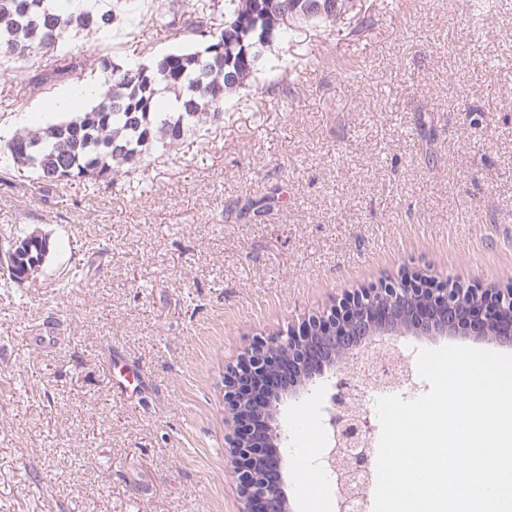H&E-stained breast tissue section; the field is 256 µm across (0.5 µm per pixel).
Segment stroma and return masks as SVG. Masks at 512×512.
<instances>
[{
  "label": "stroma",
  "mask_w": 512,
  "mask_h": 512,
  "mask_svg": "<svg viewBox=\"0 0 512 512\" xmlns=\"http://www.w3.org/2000/svg\"><path fill=\"white\" fill-rule=\"evenodd\" d=\"M167 8L72 40L82 71L47 89V56L0 74V144L61 119L97 57L176 48ZM146 162L47 186L0 159V235L54 242L35 277L0 271V512H244L224 376L257 340L405 272L511 286L512 0H355L338 25L296 26L222 122ZM49 321L65 340L38 347ZM116 351L146 377L136 403L111 393ZM328 392L280 403L294 447L317 445ZM284 467L293 512H338L334 488Z\"/></svg>",
  "instance_id": "stroma-1"
}]
</instances>
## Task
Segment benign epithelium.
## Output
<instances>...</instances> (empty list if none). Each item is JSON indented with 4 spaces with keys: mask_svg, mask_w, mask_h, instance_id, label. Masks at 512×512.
Here are the masks:
<instances>
[{
    "mask_svg": "<svg viewBox=\"0 0 512 512\" xmlns=\"http://www.w3.org/2000/svg\"><path fill=\"white\" fill-rule=\"evenodd\" d=\"M478 297L468 305L457 286L406 274L383 288L355 292L330 314L248 351L224 380L247 512H292L278 452L286 437L276 430L277 404L319 379L333 389L322 411L339 449L328 458L339 473V512H352L366 485L371 456L364 445L372 426L368 417L348 420L340 410L348 370L339 358L361 357L387 336H468L511 344L512 289L484 290Z\"/></svg>",
    "mask_w": 512,
    "mask_h": 512,
    "instance_id": "obj_1",
    "label": "benign epithelium"
}]
</instances>
